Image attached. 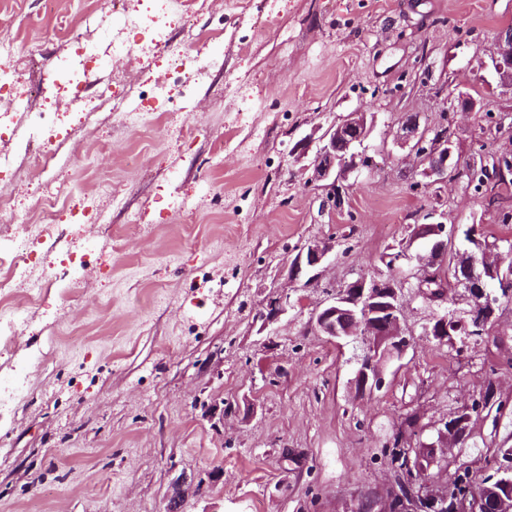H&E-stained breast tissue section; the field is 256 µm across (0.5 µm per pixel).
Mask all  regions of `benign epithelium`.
<instances>
[{"mask_svg": "<svg viewBox=\"0 0 512 512\" xmlns=\"http://www.w3.org/2000/svg\"><path fill=\"white\" fill-rule=\"evenodd\" d=\"M496 45L492 59L494 69L501 85L512 88V30L501 31ZM370 131L367 113L362 108L338 119L318 138L315 155L304 167L305 183L336 197L339 182L358 167L360 154L354 149L364 146ZM397 138L412 144V151L424 158L423 174L432 182H444L450 176H458V165L451 162L448 134L421 126L419 118L409 114L397 131ZM434 215V211L425 214L427 222L416 225L421 237L430 239V246L414 256L407 247L393 256L392 263L416 261L422 271L417 287L433 302L440 300V293L447 292L449 285L464 289L466 298L472 300L471 308L464 312V316L458 317L455 310L444 311L435 317L432 327L424 331V335L433 337L440 344L456 337L464 347L485 334L503 294L512 293V269L502 271L503 258L485 252L483 240L478 238L475 230L467 232L469 250L452 252L448 244L452 243L458 227H450L442 221L433 222ZM333 248L329 240L306 243L291 262L289 277L295 281L307 274L309 280H314L311 272L327 260ZM443 271L448 272V283L440 285L436 292L428 289L430 284L439 282ZM403 298V289L396 287L393 278L377 280L370 286L367 278L362 276L327 294L313 313L312 324L319 333L337 342L350 338L361 340L362 355L357 357L355 371V384L361 391L382 390L385 386L384 363L390 358L402 357L409 346L402 323ZM289 306L290 297L272 296L258 318L266 324L272 323L285 314ZM403 460L404 487L410 500L408 512H415L422 502L448 503L447 493L432 494L427 490L426 468L419 450L404 449ZM457 512H512V492L493 490L487 483L471 487Z\"/></svg>", "mask_w": 512, "mask_h": 512, "instance_id": "1", "label": "benign epithelium"}]
</instances>
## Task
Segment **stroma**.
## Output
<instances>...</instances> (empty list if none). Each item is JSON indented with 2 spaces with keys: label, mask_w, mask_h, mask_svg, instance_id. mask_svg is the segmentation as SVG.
<instances>
[{
  "label": "stroma",
  "mask_w": 512,
  "mask_h": 512,
  "mask_svg": "<svg viewBox=\"0 0 512 512\" xmlns=\"http://www.w3.org/2000/svg\"><path fill=\"white\" fill-rule=\"evenodd\" d=\"M146 6L58 0L50 14L45 0H0L14 36L0 66L29 89L0 134L12 166L0 227L38 214L44 180L60 205L94 193L98 213L38 246L68 292L22 306L0 351V377L17 361L29 372L0 419V512H357L394 488L392 434L412 415L430 492L483 483L512 448V302L459 349L424 336L440 308L407 293L413 341L370 395L354 384V344L309 318L331 287L386 274L382 254L429 210L512 240L498 210L462 181L432 184L395 139L414 112L447 128L460 162L512 154V88L492 66L512 0H207L167 46L113 59V38ZM75 31L91 37L72 60ZM171 50L189 56L188 95L160 63ZM106 85L170 98L134 127L100 109ZM462 92L475 111L458 108ZM359 107L369 164L344 180L343 208L327 209L304 183L301 143ZM34 112L66 116L44 173ZM313 239L335 247L316 281L290 280ZM276 294L291 306L262 324ZM464 409L447 444L438 431Z\"/></svg>",
  "instance_id": "35a3bbf8"
}]
</instances>
